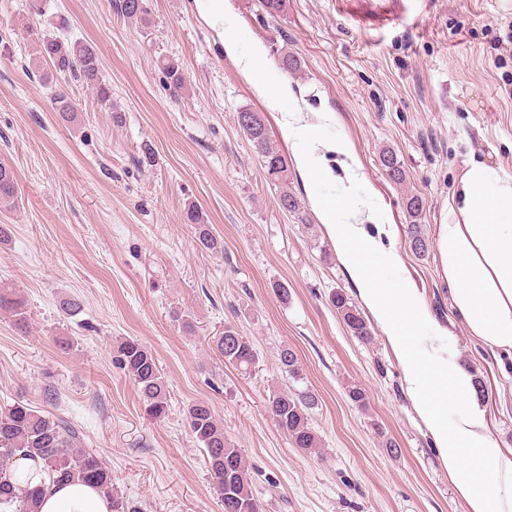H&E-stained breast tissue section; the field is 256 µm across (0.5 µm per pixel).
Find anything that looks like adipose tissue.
<instances>
[{
    "label": "adipose tissue",
    "mask_w": 512,
    "mask_h": 512,
    "mask_svg": "<svg viewBox=\"0 0 512 512\" xmlns=\"http://www.w3.org/2000/svg\"><path fill=\"white\" fill-rule=\"evenodd\" d=\"M222 43L243 76L271 110L293 102L287 84L271 86L239 55L230 31L235 20L220 12ZM283 109V108H282ZM286 111V110H285ZM281 133L298 144L296 166L306 180L333 177L359 181L361 164L344 142L324 143L304 123L298 107L286 111ZM336 153L330 166L327 153ZM326 236L357 288L358 296L400 360L407 392L440 451L448 480L465 503L466 512H512V454L504 453L486 429V410L473 376L455 354L437 356L415 348V332L432 322L412 279L386 280L372 259L384 254L392 268L403 266L394 229L376 195L366 201L349 196L313 197ZM451 223L438 227L437 249L442 272L453 285V301L471 336L486 345L512 350V181L501 179L482 162H469L449 206ZM39 512H112L111 500L85 483L50 485Z\"/></svg>",
    "instance_id": "adipose-tissue-1"
}]
</instances>
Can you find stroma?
Instances as JSON below:
<instances>
[{
  "instance_id": "35a3bbf8",
  "label": "stroma",
  "mask_w": 512,
  "mask_h": 512,
  "mask_svg": "<svg viewBox=\"0 0 512 512\" xmlns=\"http://www.w3.org/2000/svg\"><path fill=\"white\" fill-rule=\"evenodd\" d=\"M148 22L132 25L114 0H0V163L20 195L0 207V289L22 299L25 325L0 314V405L23 401L80 425L112 468L114 490L145 512H223L204 452L185 411L209 403L240 448L263 512H465L439 451L405 391L402 367L378 325L364 343L347 331L329 296L360 300L311 195L343 185L307 183L296 166L268 179L239 128L249 109L265 120L286 156L270 110L226 56L194 0H147ZM238 50L263 46L255 65L269 81L303 92L326 142L352 146L363 178L351 191L376 192L394 224L410 276L449 348L485 384L487 428L512 452V353L469 336L454 314L437 250L408 247L405 197L424 202L422 228L436 241L465 164L480 161L512 179V0H404L395 20L362 24L379 0H286L280 17L258 0H229ZM83 40L97 50L121 120L91 89L67 82L72 118L52 109L55 84L40 59L41 35ZM300 61L284 71L278 53ZM178 62L186 82L172 96L158 61ZM391 150L406 171L391 182L379 156ZM288 191L299 213L277 199ZM196 202L220 252L203 248L183 219ZM287 296H280L277 285ZM78 304L65 314L60 304ZM249 337L252 371L225 363L213 338L225 324ZM157 360L170 394L165 418L151 417L131 376L113 362L124 339ZM303 366L282 375L281 349ZM360 387L366 409L348 390ZM313 390L310 423L320 446L293 448L267 413L272 392ZM399 455L388 454L386 439Z\"/></svg>"
}]
</instances>
